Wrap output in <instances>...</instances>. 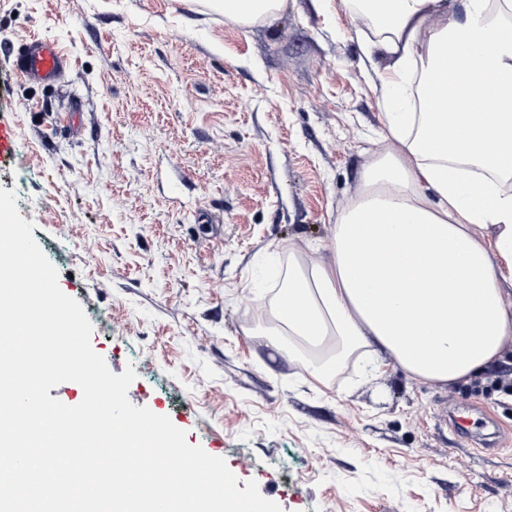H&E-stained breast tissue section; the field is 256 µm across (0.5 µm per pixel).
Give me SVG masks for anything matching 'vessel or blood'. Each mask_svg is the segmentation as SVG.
Returning <instances> with one entry per match:
<instances>
[{
    "label": "vessel or blood",
    "mask_w": 512,
    "mask_h": 512,
    "mask_svg": "<svg viewBox=\"0 0 512 512\" xmlns=\"http://www.w3.org/2000/svg\"><path fill=\"white\" fill-rule=\"evenodd\" d=\"M69 60L55 42L39 36L30 37L13 55V67L20 77L37 84L62 80Z\"/></svg>",
    "instance_id": "1"
}]
</instances>
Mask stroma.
I'll return each instance as SVG.
<instances>
[{"label": "stroma", "mask_w": 512, "mask_h": 512, "mask_svg": "<svg viewBox=\"0 0 512 512\" xmlns=\"http://www.w3.org/2000/svg\"><path fill=\"white\" fill-rule=\"evenodd\" d=\"M216 0H0V188L128 398L283 512H512V341L432 386L356 358L325 383L255 330L287 261L329 262L361 175L397 149L342 0L263 21ZM58 41L54 85L13 47ZM467 408L471 425L451 420ZM69 60L55 42L32 36L13 55V67L20 77L37 84L57 83L64 77Z\"/></svg>", "instance_id": "1"}]
</instances>
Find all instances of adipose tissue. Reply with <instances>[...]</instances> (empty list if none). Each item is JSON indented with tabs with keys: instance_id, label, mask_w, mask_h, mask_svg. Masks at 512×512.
<instances>
[{
	"instance_id": "1",
	"label": "adipose tissue",
	"mask_w": 512,
	"mask_h": 512,
	"mask_svg": "<svg viewBox=\"0 0 512 512\" xmlns=\"http://www.w3.org/2000/svg\"><path fill=\"white\" fill-rule=\"evenodd\" d=\"M398 150L362 175L338 216L334 260L288 267L266 339L324 350L312 375L366 350L442 385L501 358L512 311V0H360ZM490 109L473 110L476 98ZM490 230V238L480 230Z\"/></svg>"
}]
</instances>
